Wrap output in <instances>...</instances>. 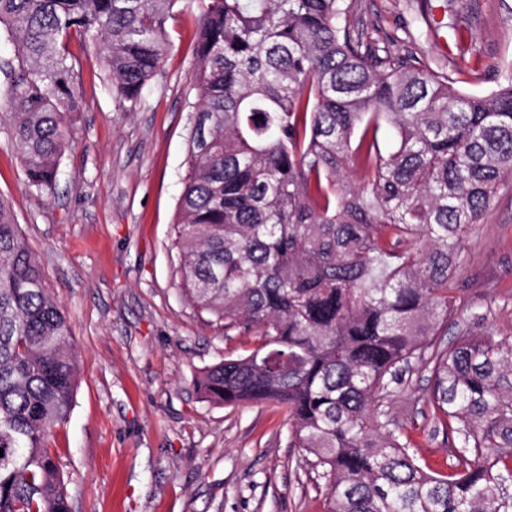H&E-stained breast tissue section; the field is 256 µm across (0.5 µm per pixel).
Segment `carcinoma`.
I'll use <instances>...</instances> for the list:
<instances>
[{"mask_svg": "<svg viewBox=\"0 0 512 512\" xmlns=\"http://www.w3.org/2000/svg\"><path fill=\"white\" fill-rule=\"evenodd\" d=\"M179 0H0L15 49L11 140L53 190L82 108L72 38L118 107L160 74ZM195 118L175 222L183 292L257 346L196 379L224 406L273 403L328 479L327 512H512V344L473 331L431 357L458 435L432 471L382 395L448 331L465 237L512 176V76L488 94L352 25L359 0H186ZM394 140L380 147L378 133ZM70 324L0 197V512H69L49 444L71 411Z\"/></svg>", "mask_w": 512, "mask_h": 512, "instance_id": "cac0c4a2", "label": "carcinoma"}]
</instances>
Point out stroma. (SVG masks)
Wrapping results in <instances>:
<instances>
[{
	"instance_id": "stroma-1",
	"label": "stroma",
	"mask_w": 512,
	"mask_h": 512,
	"mask_svg": "<svg viewBox=\"0 0 512 512\" xmlns=\"http://www.w3.org/2000/svg\"><path fill=\"white\" fill-rule=\"evenodd\" d=\"M351 21L412 49L427 67L467 72L486 94L512 75V0H361ZM196 17L178 0L173 46L139 106L119 111L95 47L79 51L83 110L53 192L28 188L3 114L0 196L36 255L71 326L78 383L51 446L71 512H325L327 481L291 445L273 404L204 401L200 371L253 348L241 328L184 296L174 222L193 122ZM459 311L449 336L512 342V179L467 235ZM430 372L413 360L381 409L422 462L450 471L459 438L437 424Z\"/></svg>"
}]
</instances>
